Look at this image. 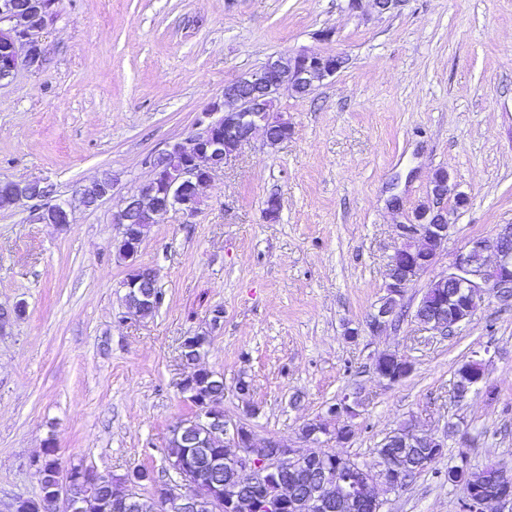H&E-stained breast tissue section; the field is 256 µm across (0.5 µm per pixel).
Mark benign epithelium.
<instances>
[{
  "instance_id": "benign-epithelium-1",
  "label": "benign epithelium",
  "mask_w": 512,
  "mask_h": 512,
  "mask_svg": "<svg viewBox=\"0 0 512 512\" xmlns=\"http://www.w3.org/2000/svg\"><path fill=\"white\" fill-rule=\"evenodd\" d=\"M47 13L45 0H31L27 10H18L13 0H0V82L14 75L21 67L37 68L42 61L39 34L45 30ZM346 64L341 55L325 56L309 51L280 55L269 60L259 71L224 88L221 102L210 105L198 124L202 130L169 146L161 154L149 159L154 177L125 200L124 207L112 215V223L123 226L120 242L126 260L147 275H135L125 282V307L130 312L153 307L158 300L157 274L154 268L137 263L147 231V225L160 223L169 209L178 206L189 214L197 212L203 203L200 189L208 185L214 174L235 158L252 134L261 130L268 142L280 144L292 131L291 122L275 110V97L284 86L297 94H309L316 87L340 71ZM113 184L96 179L80 188V202L88 205L112 195ZM431 193L436 206L416 214L415 222L400 224L401 244L394 249L388 263V282L385 296L370 315L367 327L373 333L395 324L403 312L402 302L409 288L435 263L441 247L448 241L452 224L448 222V183L437 179ZM72 202L57 199L54 205L41 208L39 220L45 224L70 223ZM512 224L497 227L489 238H477L461 250L448 268L431 280L429 287L446 284L448 315H439L424 322L428 329L441 336L458 333L488 299L501 300L503 293L512 290ZM491 251L496 255L492 264L477 266L472 261L476 253ZM477 372L471 386L452 395L461 403L478 390L485 379L484 362L472 358ZM180 390L188 394L195 407L192 416L176 420L170 438L186 448H202L204 452L194 459L170 462L178 480L159 486L153 495L155 512H234L233 497L224 491L218 480L223 467L231 469L240 481L261 493L255 503V512H324L335 502H366L374 512H381L384 501L379 486L388 491L398 489L404 465L400 461H382L372 470L362 464L350 465L351 481L341 478L321 482L305 496L300 497L281 479V471L305 464L310 459H336L321 451L300 452L282 438L264 440L265 450L258 451L254 434L247 423L232 421L224 416V408L207 404L208 391L196 378L188 376L180 383ZM361 405L359 392L345 394L328 407L324 422L311 421L302 439L320 443V436L338 438V430L352 432L351 421ZM216 441L237 452L219 454L212 447ZM410 442L420 448H445L448 438H438L413 430ZM207 470L216 477L210 488L197 487L198 472ZM498 485L492 495L479 496L471 486L459 482L465 493L469 512H501V507L512 504V470L494 467ZM141 470L134 469L119 479L118 486L109 485L98 475L83 480L80 470L72 466L52 473L41 482L43 512H86L89 500L96 498L101 512H141Z\"/></svg>"
}]
</instances>
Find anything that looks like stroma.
Returning a JSON list of instances; mask_svg holds the SVG:
<instances>
[{
    "label": "stroma",
    "mask_w": 512,
    "mask_h": 512,
    "mask_svg": "<svg viewBox=\"0 0 512 512\" xmlns=\"http://www.w3.org/2000/svg\"><path fill=\"white\" fill-rule=\"evenodd\" d=\"M42 42L40 68L0 85V184L36 180L64 199L105 174L115 186L62 227L41 223L34 201L0 208V307L24 308L0 332V512L39 495L48 442L64 468L148 470L146 499L173 480L170 427L193 411L180 346L201 334L225 415L258 407L257 440H298L351 391L363 399L354 432L322 452L374 467L402 425L447 438L382 512H460L448 468L512 469V306L485 303L450 337L412 315L472 239L512 224V0H399L383 14L371 0H58ZM301 50L347 63L312 94L280 92L287 141L253 135L197 213L174 208L149 227L140 261L156 268L162 301L151 317L125 314L112 216L151 178L148 157L199 132L225 86ZM441 170L448 241L404 319L370 335L397 227L430 204ZM386 351L414 364L395 385L372 367ZM475 354L497 396L455 403L454 373Z\"/></svg>",
    "instance_id": "35a3bbf8"
}]
</instances>
